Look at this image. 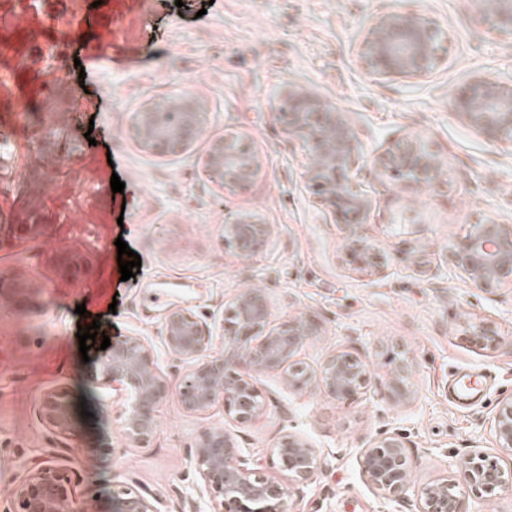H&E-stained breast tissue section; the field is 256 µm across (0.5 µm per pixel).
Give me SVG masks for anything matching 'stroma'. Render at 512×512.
Wrapping results in <instances>:
<instances>
[{"label":"stroma","instance_id":"1","mask_svg":"<svg viewBox=\"0 0 512 512\" xmlns=\"http://www.w3.org/2000/svg\"><path fill=\"white\" fill-rule=\"evenodd\" d=\"M477 0H419L447 35L448 66L428 82L374 83L354 46L377 0H166L151 23L162 38L142 48L141 68L112 66L125 34L112 5L93 0H0V105L23 94L30 117L0 153V178L20 192L0 196V512H6L25 462L43 459L55 436L38 418L41 397L67 389L85 411L59 463L80 472L100 512H111L118 485L146 488L167 512H215L202 495L191 450L201 433L223 427L242 455L288 487V512H417L419 488L461 468L467 455L497 454L490 425L512 399V287H472L455 268L451 247L467 225L494 218L512 225V155L460 125L451 99L465 76L486 70L512 79V44L489 36L475 19ZM100 54L96 84L73 95L87 51ZM295 78L350 112L367 148L414 134L442 159V184L419 190L401 179L373 182L371 232L388 276L349 271L342 236L326 223L305 187L304 152L288 142L277 118L278 93ZM177 93L208 104L204 135L186 153L159 157L142 150L133 115L151 99ZM237 130L263 154L265 175L221 193L203 172L211 139ZM124 182L113 192L112 176ZM258 210L274 234L258 253L239 255L224 224L242 209ZM141 258L134 280H122L116 239ZM430 252L439 275L410 268L416 250ZM42 278L48 291L34 288ZM174 286L166 307L221 319L232 298L264 289L274 320L318 319L297 358L318 369L346 351L370 369L372 383L350 399L319 387L289 389L279 373L257 378L261 417L237 424L215 405L182 406L170 391L157 408L148 443L129 439L123 401L100 384L102 350L79 351V327L100 320L110 339L140 336L153 346L160 372L177 383L185 368L161 340L166 307L157 288ZM85 305L78 315L77 305ZM486 323L487 340L473 328ZM408 357L414 397L392 398V360ZM397 431L415 460L398 498L378 494L359 467L361 449ZM302 437L319 466L304 482L271 465L283 437Z\"/></svg>","mask_w":512,"mask_h":512}]
</instances>
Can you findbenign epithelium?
Instances as JSON below:
<instances>
[{
    "label": "benign epithelium",
    "mask_w": 512,
    "mask_h": 512,
    "mask_svg": "<svg viewBox=\"0 0 512 512\" xmlns=\"http://www.w3.org/2000/svg\"><path fill=\"white\" fill-rule=\"evenodd\" d=\"M478 20L488 34L512 41V0H490L476 5ZM358 64L378 83L395 80L425 82L443 67L448 56L441 44L437 21L417 9V0H379L361 29L355 47ZM286 111L279 113L288 140L309 157L304 183L320 204L341 224L344 260L352 270L378 275L380 241L368 228L373 196L362 174L375 180L397 176L418 188L433 190L440 183L443 163L418 135L389 141L371 159H364L350 113L327 96L295 79L279 91ZM457 121L500 151L512 154V81L473 71L456 89ZM205 102L193 94L152 99L135 114L133 129L139 146L156 156L183 154L204 134ZM205 175L220 190L232 191L264 175L265 163L247 139L230 133L211 141L203 160ZM272 225L256 211L243 209L224 224V237L239 254L253 255L272 235ZM454 265L477 288L512 284V229L495 219L470 225L454 252ZM320 326L307 316L272 320L266 292L249 288L231 301L222 320V335L231 352L208 356L212 332L188 309H173L163 323L168 353L187 363L177 389L183 407L206 411L217 403L241 423L256 419L265 398L256 376L278 371L288 388L302 391L312 385L338 399L352 398L366 389L372 374L348 352L330 355L313 371L293 357ZM413 365L404 357L393 361L389 382L397 400L412 398L407 380ZM102 383L128 393L124 414L126 434L138 443L155 431L158 405L169 383L158 370L151 344L139 336L112 342L100 368ZM39 418L57 437L74 436L69 394L54 389L42 397ZM491 434L497 448L512 454V400L502 402L492 419ZM273 466L295 481L307 479L317 464V451L300 437L282 440ZM193 464L203 492L217 499L225 512H288V489L248 467L223 428L203 432L195 443ZM368 483L379 493L401 494L414 468V459L396 433L387 434L360 453ZM76 471L48 462L25 468L13 497L11 512H98L93 496L84 489ZM495 496L512 494V471L505 472L481 451L472 453L459 474L442 478L419 490L418 512H463L467 491ZM114 512H162L161 502L147 490L121 486L112 495Z\"/></svg>",
    "instance_id": "benign-epithelium-1"
}]
</instances>
